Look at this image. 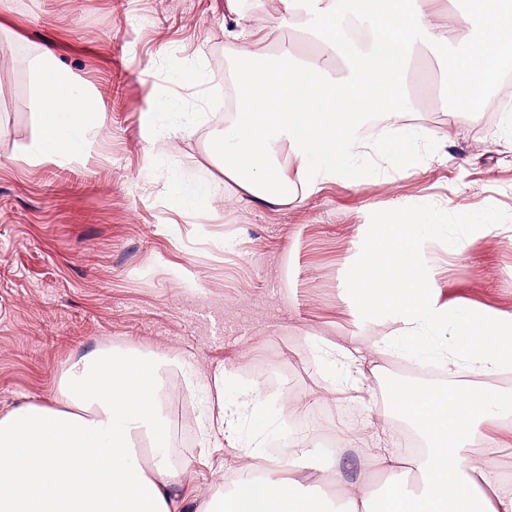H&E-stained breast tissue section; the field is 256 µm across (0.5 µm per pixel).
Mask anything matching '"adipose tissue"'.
I'll list each match as a JSON object with an SVG mask.
<instances>
[{
	"label": "adipose tissue",
	"mask_w": 512,
	"mask_h": 512,
	"mask_svg": "<svg viewBox=\"0 0 512 512\" xmlns=\"http://www.w3.org/2000/svg\"><path fill=\"white\" fill-rule=\"evenodd\" d=\"M281 2L286 13L307 15L315 58L284 45L280 65H264L266 33L239 11L238 0H227L235 15L228 53L250 65L234 71L236 104L213 154L235 193L260 203L303 201L320 184L351 178L361 160L412 169L417 145L402 106L418 47L449 63L444 85L421 97L432 108H447L454 87L470 111H480L484 92L512 68V0H472L464 14L451 12L447 0ZM36 70L39 90L27 106L40 116L42 132L27 159L83 153L89 133L104 130L100 108L51 51ZM374 114L391 131L386 144L362 133ZM440 227L387 216L350 283L368 311L391 315L412 357L432 356L438 338L445 363L473 376L459 386L389 390L378 421L405 423L421 452L406 460L367 449L365 463L385 472L386 482L349 480L335 463L321 464L310 432L287 470L271 467L260 478L239 473L228 494L202 512H512V484L494 463L499 449L512 446V388L481 382L512 370V312L440 304L437 270L422 257ZM387 349V337L354 336L335 352L358 389L363 364ZM159 389L156 367L115 352L69 366L59 384L61 408L29 404L1 415L0 512H183L184 500L171 491L178 473L159 453L169 439ZM323 470L335 474V497L313 487L311 474Z\"/></svg>",
	"instance_id": "ef3b65f1"
}]
</instances>
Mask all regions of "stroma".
Instances as JSON below:
<instances>
[{"label": "stroma", "mask_w": 512, "mask_h": 512, "mask_svg": "<svg viewBox=\"0 0 512 512\" xmlns=\"http://www.w3.org/2000/svg\"><path fill=\"white\" fill-rule=\"evenodd\" d=\"M241 8L252 12L251 0ZM252 14L269 52L308 51L301 19L277 0ZM231 27L224 0H10L0 12V415L59 407L58 383L77 359L109 350L171 358L159 373L179 395L163 407L195 428L172 491L190 512L224 492L219 475L241 449L292 435L308 407L345 432L374 417L373 407L326 398L345 371L308 339L393 334L391 320L365 323L348 291L374 224L390 213L446 221L427 255L441 266L440 301L512 312V132L463 112L443 139L447 112L422 111L411 95L405 113L433 132L419 142L417 170L365 169L298 205L230 195L184 210L180 186L224 179L211 150L224 128L215 95L237 66L224 54ZM47 48L110 132L66 163L24 159L40 135L26 106L38 88L31 62ZM162 97L190 130L158 153L142 120ZM460 236L465 249L448 255ZM219 367L229 372L224 402L237 411L233 446L202 445L199 433ZM257 380L266 385L261 435L240 407Z\"/></svg>", "instance_id": "35a3bbf8"}]
</instances>
